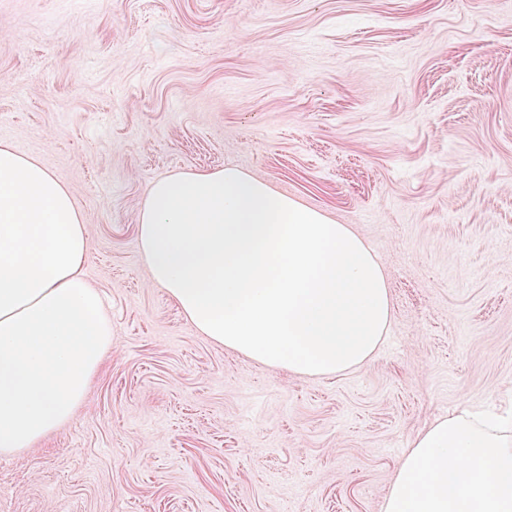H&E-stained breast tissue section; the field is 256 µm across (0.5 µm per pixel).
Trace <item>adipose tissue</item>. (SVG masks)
Listing matches in <instances>:
<instances>
[{
	"label": "adipose tissue",
	"mask_w": 512,
	"mask_h": 512,
	"mask_svg": "<svg viewBox=\"0 0 512 512\" xmlns=\"http://www.w3.org/2000/svg\"><path fill=\"white\" fill-rule=\"evenodd\" d=\"M141 257L203 336L297 375L370 360L392 318L376 254L348 225L234 166L154 180ZM86 218L37 160L0 144V455L72 419L112 347L84 277ZM383 512H512V422L463 409L419 431Z\"/></svg>",
	"instance_id": "obj_1"
}]
</instances>
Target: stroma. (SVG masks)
I'll list each match as a JSON object with an SVG mask.
<instances>
[{
	"instance_id": "35a3bbf8",
	"label": "stroma",
	"mask_w": 512,
	"mask_h": 512,
	"mask_svg": "<svg viewBox=\"0 0 512 512\" xmlns=\"http://www.w3.org/2000/svg\"><path fill=\"white\" fill-rule=\"evenodd\" d=\"M0 142L73 193L112 319L0 512H382L420 429L512 399V0H0ZM229 164L378 256L366 364H260L151 283L150 183Z\"/></svg>"
}]
</instances>
